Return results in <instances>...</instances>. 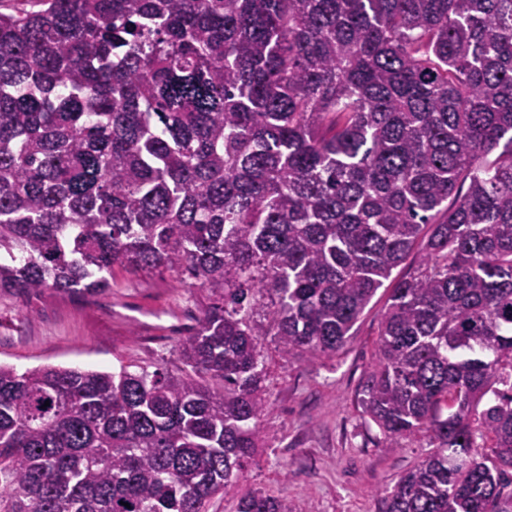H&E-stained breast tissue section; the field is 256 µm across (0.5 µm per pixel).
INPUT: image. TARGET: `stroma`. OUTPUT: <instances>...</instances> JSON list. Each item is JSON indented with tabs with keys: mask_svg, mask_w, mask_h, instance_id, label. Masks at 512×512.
I'll return each instance as SVG.
<instances>
[{
	"mask_svg": "<svg viewBox=\"0 0 512 512\" xmlns=\"http://www.w3.org/2000/svg\"><path fill=\"white\" fill-rule=\"evenodd\" d=\"M387 297L386 289L377 291L333 357L288 359L272 337H262L271 404L261 422L262 446L209 512H237L240 498L255 491L287 498L297 512H377L381 492L424 456L418 439L386 447L358 405ZM209 303L207 289L166 269L137 276L116 271L112 288L92 295L3 292L0 362L20 371L159 365L176 373L182 368L176 344L194 331Z\"/></svg>",
	"mask_w": 512,
	"mask_h": 512,
	"instance_id": "1",
	"label": "stroma"
}]
</instances>
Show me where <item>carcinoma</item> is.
Instances as JSON below:
<instances>
[{
	"label": "carcinoma",
	"instance_id": "obj_1",
	"mask_svg": "<svg viewBox=\"0 0 512 512\" xmlns=\"http://www.w3.org/2000/svg\"><path fill=\"white\" fill-rule=\"evenodd\" d=\"M116 267L210 290L184 368L0 363V512H208L262 441L260 337L333 356L386 284L358 403L431 452L378 512H512V0L1 9L0 291Z\"/></svg>",
	"mask_w": 512,
	"mask_h": 512
}]
</instances>
